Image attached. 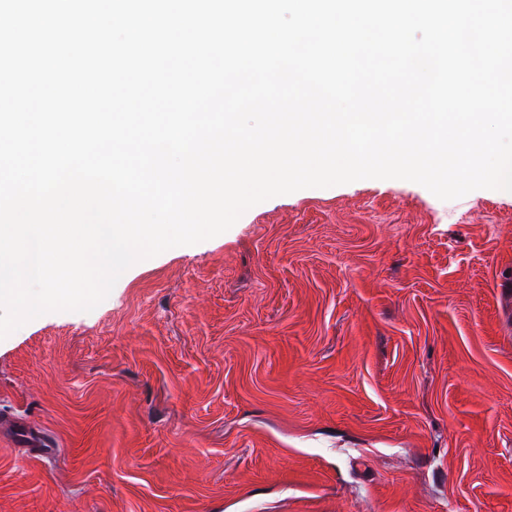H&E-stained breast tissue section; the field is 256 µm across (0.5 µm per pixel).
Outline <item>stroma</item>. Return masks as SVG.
I'll use <instances>...</instances> for the list:
<instances>
[{
  "label": "stroma",
  "instance_id": "stroma-1",
  "mask_svg": "<svg viewBox=\"0 0 512 512\" xmlns=\"http://www.w3.org/2000/svg\"><path fill=\"white\" fill-rule=\"evenodd\" d=\"M0 512H512V192L307 188L0 340Z\"/></svg>",
  "mask_w": 512,
  "mask_h": 512
}]
</instances>
